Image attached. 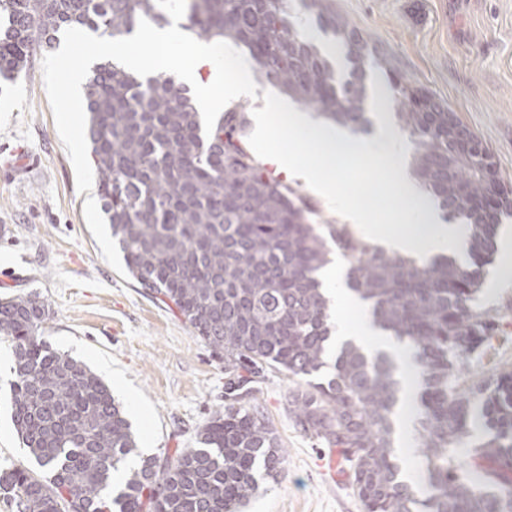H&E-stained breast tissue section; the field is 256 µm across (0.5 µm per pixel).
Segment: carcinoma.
Listing matches in <instances>:
<instances>
[{"instance_id":"carcinoma-1","label":"carcinoma","mask_w":512,"mask_h":512,"mask_svg":"<svg viewBox=\"0 0 512 512\" xmlns=\"http://www.w3.org/2000/svg\"><path fill=\"white\" fill-rule=\"evenodd\" d=\"M304 15L346 49L348 76L306 37ZM0 17V83L26 68L36 38L49 44L63 26L123 38L141 18L170 24L157 0H0ZM184 18L199 37L245 47L267 83L323 120L371 132L365 79L380 62L329 0H187ZM393 89L410 174L444 221L470 227L468 267L446 255L403 257L341 224H318L297 189L263 173L241 138V113L225 111L206 135L184 84L115 61L93 66L87 133L112 237L130 276L224 358V410L197 432L199 447L143 459L114 491L113 474L137 445L110 388L46 342L49 311L38 296L0 298V341L15 356L12 421L42 469L0 472L16 512H241L258 471L284 470L285 450L254 398L269 371L288 376V418L336 453L364 512H512V368L471 382L464 367L491 345L495 321L475 301L502 218L512 217V188L488 179L492 156L480 139L458 152L455 112L405 81ZM333 251L373 325L407 345L418 367L422 499L395 446L399 367L351 343L330 352L319 274ZM477 422L490 438L462 459Z\"/></svg>"}]
</instances>
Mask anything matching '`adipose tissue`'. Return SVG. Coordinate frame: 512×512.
Returning <instances> with one entry per match:
<instances>
[{"label":"adipose tissue","mask_w":512,"mask_h":512,"mask_svg":"<svg viewBox=\"0 0 512 512\" xmlns=\"http://www.w3.org/2000/svg\"><path fill=\"white\" fill-rule=\"evenodd\" d=\"M325 293L331 297L334 305L345 306L353 310L356 319L353 323L340 322L336 325V343L353 342L371 352L388 353L398 364L402 379L403 392L396 409V427L403 454L406 458L404 471L406 477H413L415 468L411 462L412 449L407 446L408 436L413 428L419 400L418 371L407 347L374 329L369 317L363 311V304L346 283L341 262H334L320 273Z\"/></svg>","instance_id":"1"}]
</instances>
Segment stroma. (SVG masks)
<instances>
[{"label": "stroma", "mask_w": 512, "mask_h": 512, "mask_svg": "<svg viewBox=\"0 0 512 512\" xmlns=\"http://www.w3.org/2000/svg\"><path fill=\"white\" fill-rule=\"evenodd\" d=\"M384 64L456 112L490 149L512 185V0H333ZM36 43L28 65L0 93V296L38 294L44 337L109 386L148 456L191 448L224 407V362L175 308L128 274L98 193L78 192L57 131ZM497 329L477 374L512 366V281L480 290ZM13 348L0 342V469L34 468L11 421ZM287 376L268 373L257 395L286 450L278 478L261 477L244 512H362L324 451L289 420Z\"/></svg>", "instance_id": "obj_1"}]
</instances>
